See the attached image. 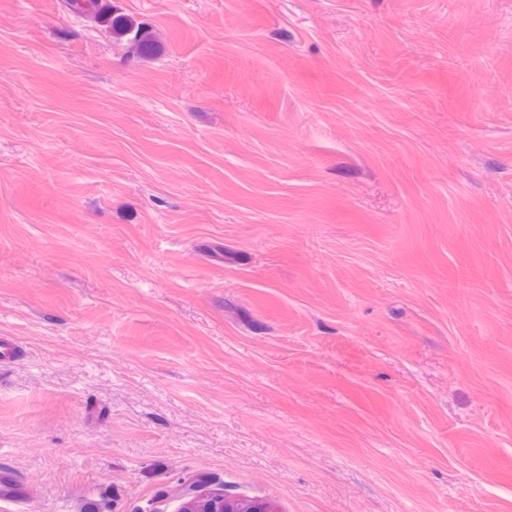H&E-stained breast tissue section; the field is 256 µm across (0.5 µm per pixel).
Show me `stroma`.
Here are the masks:
<instances>
[{
	"instance_id": "35a3bbf8",
	"label": "stroma",
	"mask_w": 512,
	"mask_h": 512,
	"mask_svg": "<svg viewBox=\"0 0 512 512\" xmlns=\"http://www.w3.org/2000/svg\"><path fill=\"white\" fill-rule=\"evenodd\" d=\"M0 0V512H512V0ZM67 5L73 12L81 15L89 22L98 23L106 20L116 31L125 33L130 27L121 15L105 13L100 0H68ZM187 500L180 512H277V508L268 503L255 502L250 499H228L224 493L209 489L206 483H199L184 494Z\"/></svg>"
}]
</instances>
